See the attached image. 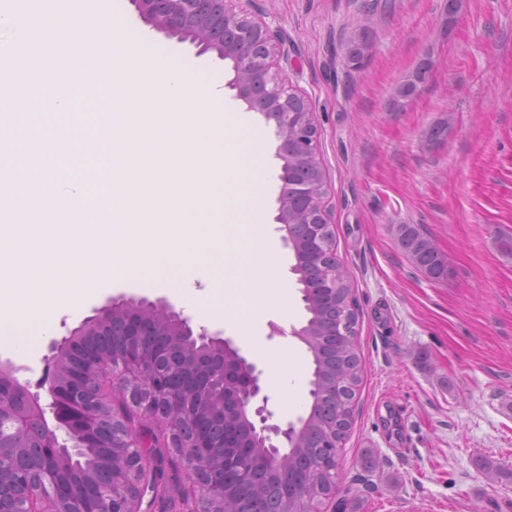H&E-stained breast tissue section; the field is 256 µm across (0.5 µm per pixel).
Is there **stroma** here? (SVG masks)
Masks as SVG:
<instances>
[{
  "mask_svg": "<svg viewBox=\"0 0 512 512\" xmlns=\"http://www.w3.org/2000/svg\"><path fill=\"white\" fill-rule=\"evenodd\" d=\"M371 0H257L272 28L287 36L280 65L312 99L320 152L329 174L328 202L336 225V254L354 283L363 384L355 423L340 454L343 512H512V0H388L368 31L358 20ZM127 22L183 64L225 84L227 64L167 38L123 0ZM364 34L360 63L341 39ZM430 76L404 107L397 87L424 61ZM227 111L242 128L234 144L264 142L244 157L245 170L265 182L264 222L287 311H271L254 341L226 336L267 365L269 352L288 348L301 371L296 399L268 409L274 423L309 412L312 355L296 337L304 309L295 259L275 230L281 162L274 123L246 111L232 90ZM444 125L440 140L431 129ZM418 225L448 263V278L418 271L398 244L395 228ZM102 296L63 306L45 298L27 326L37 346L0 347V360L28 365L38 387L51 339L69 335L91 316ZM381 462L367 472L363 453Z\"/></svg>",
  "mask_w": 512,
  "mask_h": 512,
  "instance_id": "35a3bbf8",
  "label": "stroma"
}]
</instances>
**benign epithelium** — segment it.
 <instances>
[{
	"instance_id": "obj_1",
	"label": "benign epithelium",
	"mask_w": 512,
	"mask_h": 512,
	"mask_svg": "<svg viewBox=\"0 0 512 512\" xmlns=\"http://www.w3.org/2000/svg\"><path fill=\"white\" fill-rule=\"evenodd\" d=\"M139 17L168 38L188 41L197 55L214 52L232 64L228 86L249 112L274 122L283 161L275 216L286 246L292 245L288 214V162L301 159L322 173L314 189L307 247L327 270L325 288H336V227L326 200L328 175L319 154V129L310 97L283 74L279 57L285 39L265 20L255 0H130ZM42 381L48 403L21 382L28 370L0 363V391L21 397L24 409L0 400V423L23 436L26 450L0 435V512H142L150 481L139 431L161 425L167 453L180 460L189 480L192 512H227L224 476L235 457L214 453L221 429L225 442L246 459L252 449L238 436L245 426L268 452L260 463L283 471L287 454L274 451L300 427L269 423V397L262 370L240 354L224 331L193 325L191 317L165 298L111 296L80 330L49 343ZM50 410L57 429L49 427ZM65 433L79 448L100 451V474L88 477L69 464Z\"/></svg>"
}]
</instances>
